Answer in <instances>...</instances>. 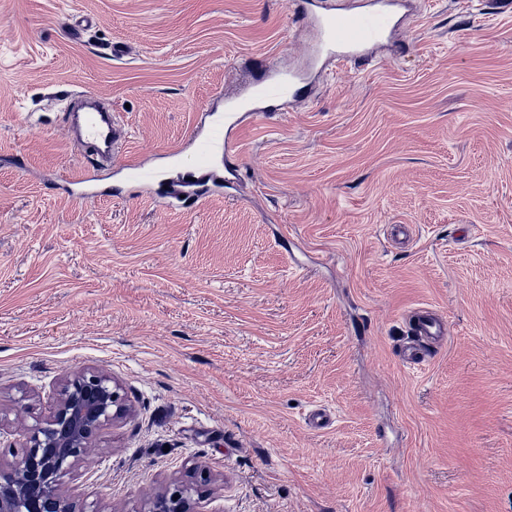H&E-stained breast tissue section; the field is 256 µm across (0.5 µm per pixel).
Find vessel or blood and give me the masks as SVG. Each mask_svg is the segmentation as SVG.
<instances>
[{"instance_id":"b4317fda","label":"vessel or blood","mask_w":512,"mask_h":512,"mask_svg":"<svg viewBox=\"0 0 512 512\" xmlns=\"http://www.w3.org/2000/svg\"><path fill=\"white\" fill-rule=\"evenodd\" d=\"M313 0H295L294 16L297 21L316 27L321 39L312 53L314 60H321L325 49L335 51L336 58L348 59L359 64H369L371 51L382 44L395 26V19L402 6L401 0H363L362 4L341 11L315 13ZM293 73L266 75L256 81L244 97L252 111H260L262 105L275 101H291L296 97ZM221 113L210 114L206 127L193 137L191 163L198 175L190 185L174 184L169 189L173 199L194 197L205 193L208 187L223 182L224 160L216 150L209 135L212 128L221 126ZM77 147L99 157H111L117 148L118 136L112 116L106 112L84 113L75 140ZM122 171L128 182L148 184L155 180L154 166L129 160ZM448 332L447 320L432 311H421L413 316V342L400 351L401 359L409 365L424 361L430 343L443 341Z\"/></svg>"}]
</instances>
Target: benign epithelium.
Listing matches in <instances>:
<instances>
[{
  "label": "benign epithelium",
  "mask_w": 512,
  "mask_h": 512,
  "mask_svg": "<svg viewBox=\"0 0 512 512\" xmlns=\"http://www.w3.org/2000/svg\"><path fill=\"white\" fill-rule=\"evenodd\" d=\"M131 414L110 373L64 375L47 415L32 425L17 419L22 446L0 448V512H104L96 502L80 503L65 493L64 478L91 459L101 430ZM193 471L194 481L167 483L147 500L143 512H199L212 475L203 462L194 463Z\"/></svg>",
  "instance_id": "1"
}]
</instances>
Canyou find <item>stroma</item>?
<instances>
[{
	"instance_id": "1",
	"label": "stroma",
	"mask_w": 512,
	"mask_h": 512,
	"mask_svg": "<svg viewBox=\"0 0 512 512\" xmlns=\"http://www.w3.org/2000/svg\"><path fill=\"white\" fill-rule=\"evenodd\" d=\"M288 2L0 0V414L106 369L135 414L66 486L120 512L196 460L201 512H512V8L405 0L360 69L314 65ZM282 67L298 101L241 113L234 188L167 205L203 110ZM81 91L126 133L83 202ZM419 309L448 335L408 365ZM122 171L125 179L131 183L148 184L153 182L157 176L154 166L140 163L137 160L124 162Z\"/></svg>"
}]
</instances>
